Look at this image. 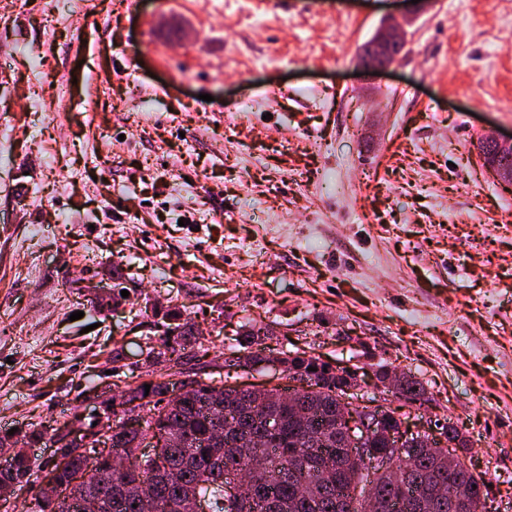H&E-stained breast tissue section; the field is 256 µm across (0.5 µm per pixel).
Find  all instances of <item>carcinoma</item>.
Returning <instances> with one entry per match:
<instances>
[{"instance_id": "1", "label": "carcinoma", "mask_w": 512, "mask_h": 512, "mask_svg": "<svg viewBox=\"0 0 512 512\" xmlns=\"http://www.w3.org/2000/svg\"><path fill=\"white\" fill-rule=\"evenodd\" d=\"M479 150L491 169L512 166V152H501L487 141L479 142ZM157 327L160 333L149 337L154 343L149 353L160 363L184 366L195 357V347L202 346L194 325L178 310L166 312ZM271 358L284 366L291 382L298 369H308L307 388L295 400L299 412L288 407L278 389L252 408L247 396L208 383L193 369L187 370V377L194 387L178 401L168 397L167 381L151 380L141 428L127 432L122 418L112 422V447L138 451L129 459V470L147 489L124 490L123 477L106 464L77 455L72 473L86 478L74 487L71 500L59 503L54 512H77L79 504L87 506L84 512H192L197 496L208 512H461L457 488L462 485L473 499L471 512H479L485 484L457 456L467 445L452 426L446 439L454 443L456 456L448 457L447 447L430 434L408 437L396 456V472L375 477L378 500L363 505L358 485L365 475L350 469V447L341 444V396L347 379L319 360L307 363L298 352L270 349L262 328L250 323L243 326L241 343L229 349L224 362L245 368ZM378 380L411 405L429 402L423 383L412 375L391 378L383 371ZM44 439L45 429L33 426L1 434L0 445L35 446ZM150 439L163 442L161 452L141 449ZM259 458L269 469L258 475L255 495L231 498L224 489L227 476ZM32 472L28 457L15 456L0 469V498L30 484Z\"/></svg>"}]
</instances>
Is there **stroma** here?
I'll list each match as a JSON object with an SVG mask.
<instances>
[{
	"label": "stroma",
	"instance_id": "35a3bbf8",
	"mask_svg": "<svg viewBox=\"0 0 512 512\" xmlns=\"http://www.w3.org/2000/svg\"><path fill=\"white\" fill-rule=\"evenodd\" d=\"M411 10L398 62L360 70ZM488 132L512 138V0H0V431L150 380L158 300L206 371L249 322L362 367L365 402L415 376L410 424L456 427L512 512V184ZM483 138L485 141L481 140L478 148L483 156L484 163L491 169L495 167H511L512 152L500 151H512V139H503L493 133H486ZM378 380L382 383L384 389L392 391L411 405L418 403L422 406L430 401L426 397V388L423 383L412 375L403 373L389 379L387 371H383L379 373ZM386 390H383V392Z\"/></svg>",
	"mask_w": 512,
	"mask_h": 512
}]
</instances>
